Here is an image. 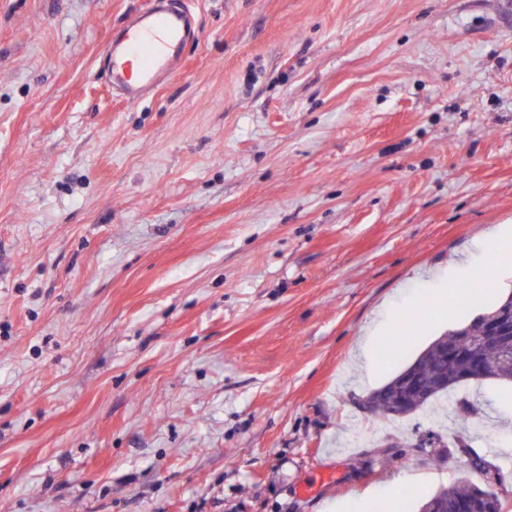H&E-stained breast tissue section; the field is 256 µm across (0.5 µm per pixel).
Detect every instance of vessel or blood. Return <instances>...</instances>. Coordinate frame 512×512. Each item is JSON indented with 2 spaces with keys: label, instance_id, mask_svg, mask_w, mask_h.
Returning a JSON list of instances; mask_svg holds the SVG:
<instances>
[{
  "label": "vessel or blood",
  "instance_id": "b4317fda",
  "mask_svg": "<svg viewBox=\"0 0 512 512\" xmlns=\"http://www.w3.org/2000/svg\"><path fill=\"white\" fill-rule=\"evenodd\" d=\"M189 10L150 6L107 51L113 80L122 84L126 103L137 104L164 79L176 75L182 50L195 37Z\"/></svg>",
  "mask_w": 512,
  "mask_h": 512
}]
</instances>
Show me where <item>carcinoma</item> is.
Returning a JSON list of instances; mask_svg holds the SVG:
<instances>
[{"instance_id": "carcinoma-1", "label": "carcinoma", "mask_w": 512, "mask_h": 512, "mask_svg": "<svg viewBox=\"0 0 512 512\" xmlns=\"http://www.w3.org/2000/svg\"><path fill=\"white\" fill-rule=\"evenodd\" d=\"M494 313L483 315L472 323L457 330H452L446 336L436 338L410 365L399 371L383 386L368 396L371 402L370 413L383 417H405L431 403L447 396L451 391L457 390L470 383H479L484 380L496 378L503 382L512 381V360L504 359L500 351L484 342L486 325ZM454 336H467L470 340L472 352L482 358L487 365V372L483 376H475L448 385L424 398L402 382L403 376L411 369H416L415 377L423 383L431 382L443 367L440 357V348L448 343ZM404 497L408 500H417V512H430L445 500L455 498H469L480 502L483 512H509L507 501L503 494L494 485L478 486L466 480L459 484L441 489L430 496H420L415 491H407Z\"/></svg>"}]
</instances>
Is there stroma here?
<instances>
[{
	"mask_svg": "<svg viewBox=\"0 0 512 512\" xmlns=\"http://www.w3.org/2000/svg\"><path fill=\"white\" fill-rule=\"evenodd\" d=\"M147 0H0V512H412L512 477V383L361 411L481 313L419 282L512 221V0H190L135 105L102 70ZM447 447L414 445L428 431ZM407 312V307L401 308L392 312H388L386 314V319L379 324L375 330L373 331V336L367 346L363 348V356L368 362L369 368L371 371H377L379 369V364L377 363L375 357H374V351L377 344V337L378 336H387L389 329L394 325L397 324L400 326L399 319L404 316Z\"/></svg>",
	"mask_w": 512,
	"mask_h": 512,
	"instance_id": "stroma-1",
	"label": "stroma"
}]
</instances>
